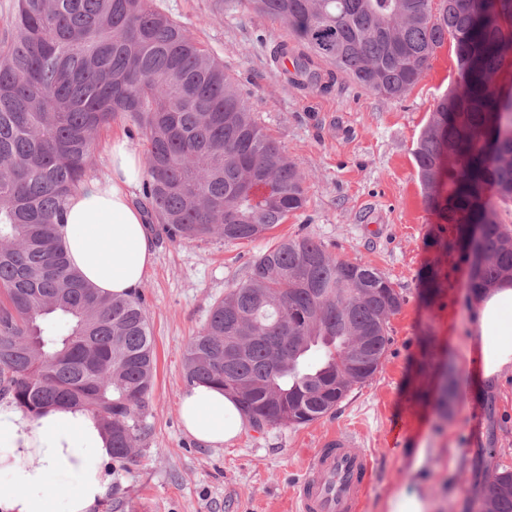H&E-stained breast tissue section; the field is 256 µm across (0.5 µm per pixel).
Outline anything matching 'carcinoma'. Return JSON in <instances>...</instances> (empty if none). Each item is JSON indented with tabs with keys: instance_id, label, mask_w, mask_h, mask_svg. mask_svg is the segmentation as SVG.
<instances>
[{
	"instance_id": "obj_1",
	"label": "carcinoma",
	"mask_w": 512,
	"mask_h": 512,
	"mask_svg": "<svg viewBox=\"0 0 512 512\" xmlns=\"http://www.w3.org/2000/svg\"><path fill=\"white\" fill-rule=\"evenodd\" d=\"M299 39L293 83L319 62L398 99L437 48L458 80L414 150L425 203L465 233L476 294L512 279V0H238ZM117 118L139 136L143 206L172 240L252 241L307 203L304 176L259 125L224 64L153 0H15L0 34V395L39 414L81 407L133 459L154 384V341L138 295L106 296L71 269L57 235L93 145ZM493 186L495 194L487 193ZM403 303L389 279L311 237L259 255L185 350L190 381L234 394L253 428L306 424L370 380ZM65 329L53 330L54 319ZM477 512H512V471Z\"/></svg>"
}]
</instances>
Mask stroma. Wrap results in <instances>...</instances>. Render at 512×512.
<instances>
[{
    "mask_svg": "<svg viewBox=\"0 0 512 512\" xmlns=\"http://www.w3.org/2000/svg\"><path fill=\"white\" fill-rule=\"evenodd\" d=\"M153 3L223 62L258 123L305 175L309 201L252 241L156 234V258L138 290L155 340L154 387L135 459L113 462L101 512H291L311 450L350 426L374 465L365 512H384L390 495L408 486L410 451L422 445L430 450L422 473L436 512H470L478 484L512 470V373L495 393L471 390L468 265L455 225L426 208L413 157L431 112L457 80L454 46L437 48L398 99L339 74L293 89L271 55L280 41L293 47L297 39L277 21L220 0ZM302 235L341 260L377 268L403 296L389 319L387 355L372 379L313 422L249 428L223 447H202L179 417L189 384L185 348L256 257ZM441 239L448 250L438 247ZM449 366L460 400L445 411L440 387Z\"/></svg>",
    "mask_w": 512,
    "mask_h": 512,
    "instance_id": "1",
    "label": "stroma"
}]
</instances>
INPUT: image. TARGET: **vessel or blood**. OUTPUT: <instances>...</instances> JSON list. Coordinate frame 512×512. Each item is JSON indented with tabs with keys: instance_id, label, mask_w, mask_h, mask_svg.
Wrapping results in <instances>:
<instances>
[{
	"instance_id": "b4317fda",
	"label": "vessel or blood",
	"mask_w": 512,
	"mask_h": 512,
	"mask_svg": "<svg viewBox=\"0 0 512 512\" xmlns=\"http://www.w3.org/2000/svg\"><path fill=\"white\" fill-rule=\"evenodd\" d=\"M373 483V462L360 437L344 429L329 433L294 485V512H363Z\"/></svg>"
}]
</instances>
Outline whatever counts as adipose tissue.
I'll return each instance as SVG.
<instances>
[{"instance_id":"ef3b65f1","label":"adipose tissue","mask_w":512,"mask_h":512,"mask_svg":"<svg viewBox=\"0 0 512 512\" xmlns=\"http://www.w3.org/2000/svg\"><path fill=\"white\" fill-rule=\"evenodd\" d=\"M112 175L73 194L57 232L72 267L101 293L129 296L155 259L146 216L135 201L144 177L141 157L116 137L108 153ZM477 336L474 389L512 372V281L473 297ZM185 431L219 448L244 430L232 394L192 383L180 396ZM112 488V450L94 415L46 408L34 416L0 402V512H98Z\"/></svg>"}]
</instances>
